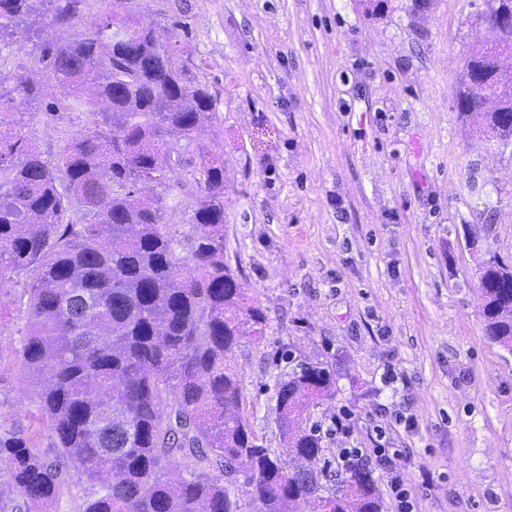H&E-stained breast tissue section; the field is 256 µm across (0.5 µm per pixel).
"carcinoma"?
I'll return each mask as SVG.
<instances>
[{
    "label": "carcinoma",
    "instance_id": "obj_1",
    "mask_svg": "<svg viewBox=\"0 0 512 512\" xmlns=\"http://www.w3.org/2000/svg\"><path fill=\"white\" fill-rule=\"evenodd\" d=\"M46 31L61 94L89 106L90 126L49 167L6 123L0 100V284L16 277L27 295V332L15 354L35 383L41 421L55 436L44 450L36 430L0 418V512H50L73 474L89 486L83 512H241L242 475L261 512H380L373 470L357 465L321 493L324 470L299 478L262 444L241 414L242 389L228 365L243 327L261 337L264 310L250 302L224 262V161L201 155L191 232L166 221L158 196L137 183L171 169L172 138L191 144L215 112L207 86L186 77L177 45L113 12L77 28L78 0H53ZM44 6L0 0V30ZM512 78L490 73L471 104L494 97L493 141L512 135ZM74 210L90 217L71 218ZM30 279L20 283L21 277ZM486 335L512 353V266L497 260L481 278ZM336 373L311 362L278 394L290 458L322 456L320 427L307 407L331 398ZM182 461L190 479L172 481Z\"/></svg>",
    "mask_w": 512,
    "mask_h": 512
}]
</instances>
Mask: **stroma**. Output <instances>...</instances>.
I'll return each instance as SVG.
<instances>
[{
  "label": "stroma",
  "instance_id": "35a3bbf8",
  "mask_svg": "<svg viewBox=\"0 0 512 512\" xmlns=\"http://www.w3.org/2000/svg\"><path fill=\"white\" fill-rule=\"evenodd\" d=\"M216 113L149 197L181 181L174 222L188 233L199 152L224 160V260L265 309L229 363L241 412L283 453L276 390L297 364L337 369L333 398L310 408L322 456L384 446L415 512H512V353L484 335L480 264L512 263V154L458 108L474 49L496 42L483 0H127ZM34 15L0 32L1 93L33 75L8 120L58 166L86 132L41 62ZM21 289L0 286V415L38 407L14 355L27 325ZM348 413V429L330 431Z\"/></svg>",
  "mask_w": 512,
  "mask_h": 512
}]
</instances>
